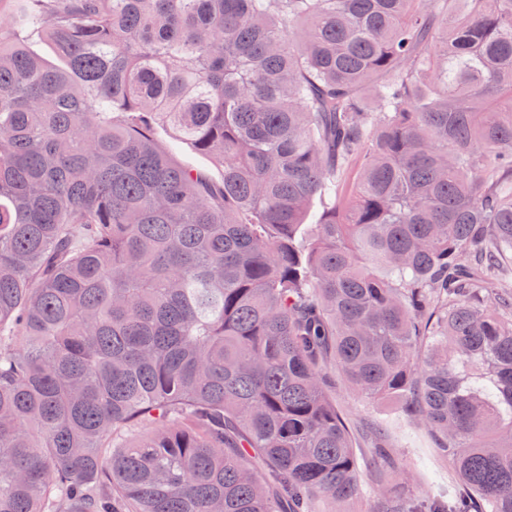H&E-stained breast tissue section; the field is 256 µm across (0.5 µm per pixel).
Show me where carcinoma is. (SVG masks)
Here are the masks:
<instances>
[{
	"mask_svg": "<svg viewBox=\"0 0 512 512\" xmlns=\"http://www.w3.org/2000/svg\"><path fill=\"white\" fill-rule=\"evenodd\" d=\"M19 2L0 512H338L329 358L451 472L365 512H512V0ZM156 139L163 146L171 147L174 152V159L192 169L204 172L216 180L221 179V168L217 166L207 155L198 153L186 144H176L172 140L168 130L158 127L155 131Z\"/></svg>",
	"mask_w": 512,
	"mask_h": 512,
	"instance_id": "carcinoma-1",
	"label": "carcinoma"
}]
</instances>
